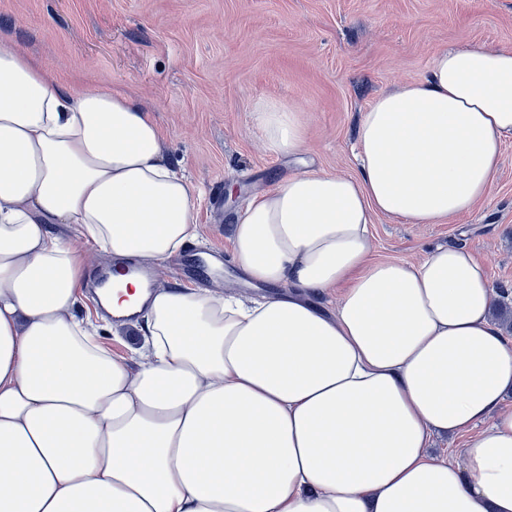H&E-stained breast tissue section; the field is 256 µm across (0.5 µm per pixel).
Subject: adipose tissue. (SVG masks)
<instances>
[{
  "label": "adipose tissue",
  "mask_w": 512,
  "mask_h": 512,
  "mask_svg": "<svg viewBox=\"0 0 512 512\" xmlns=\"http://www.w3.org/2000/svg\"><path fill=\"white\" fill-rule=\"evenodd\" d=\"M252 121L270 151L303 152L287 104ZM509 139L512 49L443 51L367 107L357 174L295 173L237 211L233 259L274 295L148 292L124 263L198 236L152 112L61 92L0 44V512H512V341L485 264L441 245L376 261L369 229L471 211ZM85 241L112 259L109 314L146 311L132 358L73 313ZM333 288L328 314L312 297ZM461 435L460 461L433 452Z\"/></svg>",
  "instance_id": "adipose-tissue-1"
}]
</instances>
